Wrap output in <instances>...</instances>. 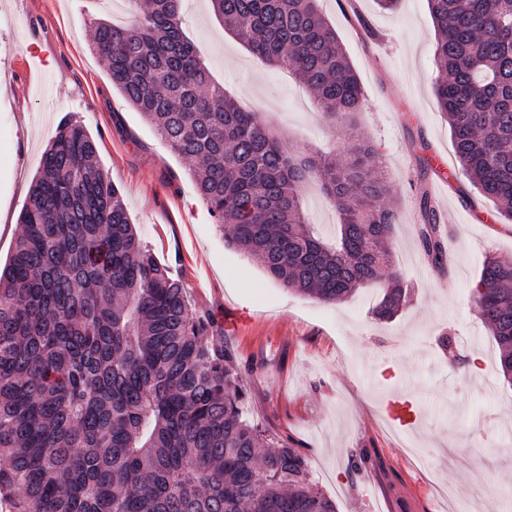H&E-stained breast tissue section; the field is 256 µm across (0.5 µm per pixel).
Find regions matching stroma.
I'll use <instances>...</instances> for the list:
<instances>
[{"instance_id": "stroma-1", "label": "stroma", "mask_w": 512, "mask_h": 512, "mask_svg": "<svg viewBox=\"0 0 512 512\" xmlns=\"http://www.w3.org/2000/svg\"><path fill=\"white\" fill-rule=\"evenodd\" d=\"M364 91L363 127L377 145L401 209L392 238L409 303L388 322L372 309L381 284L338 304L270 280L228 246L227 225L200 200L191 165L170 150L113 87L91 48L98 20L129 22L124 0H0V263L62 117L80 120L101 170L121 191L144 244L186 286L194 314L222 329L245 376L251 422L289 439L337 512H512V384L479 320L471 288L485 257L512 263V223H493L491 202L463 198L449 179L450 272L439 277L417 244L420 165L426 140L457 165L435 95L434 30L427 0H319ZM181 13L216 81L299 153L342 131L324 119L295 77L258 61L213 15L208 0ZM47 52L30 74L25 61ZM453 337L467 361L449 365L435 340ZM409 397L417 423L392 428L382 407Z\"/></svg>"}]
</instances>
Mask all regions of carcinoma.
<instances>
[{"label":"carcinoma","mask_w":512,"mask_h":512,"mask_svg":"<svg viewBox=\"0 0 512 512\" xmlns=\"http://www.w3.org/2000/svg\"><path fill=\"white\" fill-rule=\"evenodd\" d=\"M130 25L102 20L93 51L112 85L172 151L198 196L287 289L339 303L388 278L374 307L390 320L409 285L389 247L398 221L379 150L358 128L363 91L318 0H210L262 62L294 74L347 125L321 153L297 156L255 112L210 81L180 20L152 0ZM435 96L462 175L512 223V0H428ZM316 183L336 207L327 240L303 213ZM418 240L448 274V239L427 193ZM0 269V501L10 512H336L306 456L239 407L234 351L213 342L184 283L137 234L96 141L64 119L44 151ZM471 295L512 383V263L484 260ZM448 362H464L439 339Z\"/></svg>","instance_id":"carcinoma-1"}]
</instances>
